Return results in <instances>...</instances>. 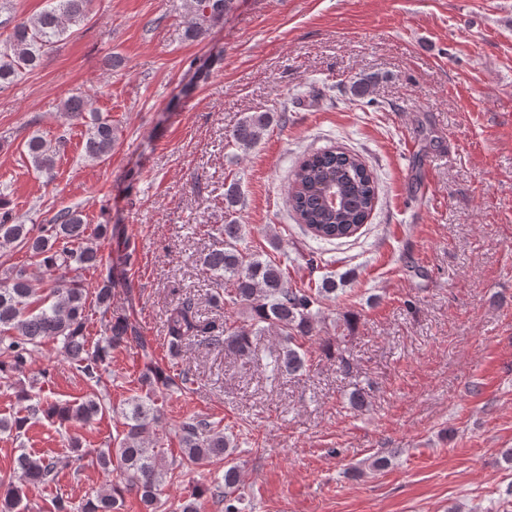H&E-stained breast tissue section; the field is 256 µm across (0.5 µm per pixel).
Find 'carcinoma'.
Masks as SVG:
<instances>
[{
	"instance_id": "cac0c4a2",
	"label": "carcinoma",
	"mask_w": 512,
	"mask_h": 512,
	"mask_svg": "<svg viewBox=\"0 0 512 512\" xmlns=\"http://www.w3.org/2000/svg\"><path fill=\"white\" fill-rule=\"evenodd\" d=\"M39 14L14 24L7 44L0 48V86L16 81L24 72L38 67L70 25L84 21L90 0H47ZM235 0H192L185 35L199 39L210 23L234 8ZM63 111L86 121L85 152L101 160L112 151L115 141L112 121L94 107L89 96H72L63 103ZM276 122L273 112H258L243 118L231 137L243 150L255 147ZM36 169L53 178L60 144H52L39 134L25 142ZM337 188L340 207H332L327 190ZM377 202L375 178L359 155L341 147L316 150L297 162L288 185V206L296 223L303 224L319 242L345 239L367 223ZM81 211L62 209L51 224H16L7 203L0 200V247L17 243L39 259L50 287L37 295L26 270L13 268L0 280V379H10L25 372L31 353L44 341L59 343L60 355L77 365L90 386H100L102 369L112 359V351L135 347L144 361L142 386L145 394L129 398L122 409L125 433L113 446L95 451L92 462L115 475L110 488L90 498L84 512H120L124 495L136 492L145 512H158L159 492L168 474L163 451L144 445V433L150 414L157 411L156 391L180 389L191 381L189 372L168 373L155 361L152 347L139 326L129 318L109 320L105 336L91 342L87 336L89 311L107 315L112 305V271L100 278L96 288L88 290L70 276L81 269H98L103 256L95 240L104 237L108 225L100 224L87 233ZM213 244L203 258V265L215 280L230 282L232 288L215 295V303L242 305L249 309L251 322L233 326L222 318H208L199 313L196 302L184 298L170 310L166 319L168 355L185 356L194 343L232 353L240 358L251 354L253 339L269 332L280 338V351L273 360L272 372L295 376L306 369V340L312 337L322 299L336 294V281L324 278L316 288H294L288 277L272 260L246 254L239 249L243 225L232 219L212 226ZM110 409L105 397L97 392L64 403L28 406L31 414L43 413L59 423H88ZM180 443L186 465L209 461L224 463V475L205 489H197L183 500L180 512H197L196 498L210 494L224 512H242L239 493L240 469L235 461V444L213 423L190 418L180 427ZM58 479L57 464L50 458L22 454L13 472L0 476V484L9 491L0 499V512H19L25 486H48Z\"/></svg>"
}]
</instances>
